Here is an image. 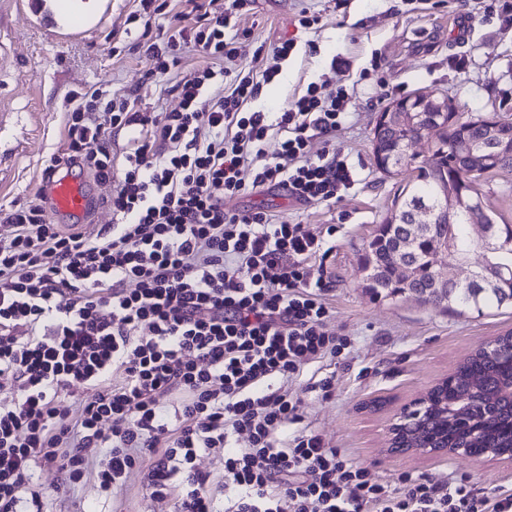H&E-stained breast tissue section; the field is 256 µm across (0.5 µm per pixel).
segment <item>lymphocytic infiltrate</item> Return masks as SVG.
I'll return each instance as SVG.
<instances>
[{"mask_svg": "<svg viewBox=\"0 0 512 512\" xmlns=\"http://www.w3.org/2000/svg\"><path fill=\"white\" fill-rule=\"evenodd\" d=\"M246 2L208 0L194 26L173 17L148 43L162 74L180 66L177 48L205 59L176 83L177 109L144 112L119 95L69 113V159L117 185L103 199L111 223L64 232L38 203L4 215L0 392L12 399L0 404V512L41 508L38 465L62 474L59 494L90 474L105 494L136 477L155 497L180 485L175 512H212L202 454L224 458V512H512V493L464 479L391 487L316 433L285 439L301 419L285 382L347 344L328 330L327 286L308 271L325 242L224 201L259 188L340 199L352 167L308 147L342 126L348 92L313 83L283 112L251 109L293 44L257 47L262 74L236 69ZM123 129L118 162L112 134ZM85 386L94 396L70 414L64 400ZM174 393L171 423L161 401Z\"/></svg>", "mask_w": 512, "mask_h": 512, "instance_id": "1", "label": "lymphocytic infiltrate"}]
</instances>
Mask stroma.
Segmentation results:
<instances>
[{"mask_svg": "<svg viewBox=\"0 0 512 512\" xmlns=\"http://www.w3.org/2000/svg\"><path fill=\"white\" fill-rule=\"evenodd\" d=\"M323 21L299 27L302 9ZM476 0H429L425 10L410 11L404 0H249L239 17L247 38L239 45L237 68L261 72L257 46L294 40L280 72L263 83L251 107L266 112L288 108L309 84L345 86L348 115L332 139L347 157L356 183L333 203H297L280 190H257L228 200L233 209L261 207L276 221L302 224L324 238L325 256L308 263L311 278L329 286L328 327L351 345L336 358L305 366L289 383L303 402L302 419L289 433L322 436L369 479L397 485L400 477L424 478L444 486L465 477L475 488L495 494L512 491V462H473L462 456L392 454L387 450L389 420L451 374L476 347L512 331V306L457 314L412 298H383L366 288L361 259L379 224L408 178L388 175L373 161L376 119L393 101L419 91L453 97L463 116L512 119V26L498 19H476ZM142 0H71L68 9L51 0H0V209L34 200L45 183L51 156L65 151L69 112L84 94L101 101L129 94L147 112L174 109L179 100L176 75H162L145 53ZM348 58L349 72L334 69V57ZM465 60L464 69L456 61ZM380 62L386 83L376 93L362 69ZM481 201L496 223L512 224V171L486 176ZM336 379L331 396L316 383ZM61 478L53 468L33 472L34 483L48 489L43 512H173L175 498L152 497L135 482L102 497L87 478L74 493L51 490Z\"/></svg>", "mask_w": 512, "mask_h": 512, "instance_id": "1", "label": "stroma"}]
</instances>
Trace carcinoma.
I'll return each mask as SVG.
<instances>
[{"mask_svg":"<svg viewBox=\"0 0 512 512\" xmlns=\"http://www.w3.org/2000/svg\"><path fill=\"white\" fill-rule=\"evenodd\" d=\"M488 122L490 119L482 116L464 120L458 115L450 122L437 112H423L414 124L400 131V137L411 142L429 140L431 153L423 158L417 154L406 157V168L415 173V180L403 189L401 199L395 201L396 210L380 225L379 234L371 241L365 260L385 258L394 242L392 234L398 231L394 222L405 219L410 207L421 198L431 196L437 180H446L465 198L477 200L475 183L478 179L497 171H512V150L509 149L483 156V162L478 166L459 156L458 141L464 136L473 141L481 139ZM498 237L497 248L485 253L483 260L507 272L512 270V225L498 227ZM477 249L470 235L466 212L458 211L450 217L448 212L440 211L434 231L410 244V254L417 260L415 278L408 283H399L386 275L370 290L391 298L416 293L422 302L434 304L436 300L429 291L434 274L433 255L443 252L451 262L468 258ZM448 292L452 298L448 310L460 314L472 308L512 305V276H505L496 287L482 292L450 282ZM493 342L496 343L493 352L480 353L458 365L448 377V386L438 390V395L450 407L459 400L478 399L491 406L493 417L475 425H464L450 413L445 423L438 420L410 422L409 432L420 438L436 437L443 446L469 448L476 454L486 448H512V398L503 392V387L512 382V332L493 339Z\"/></svg>","mask_w":512,"mask_h":512,"instance_id":"1","label":"carcinoma"}]
</instances>
